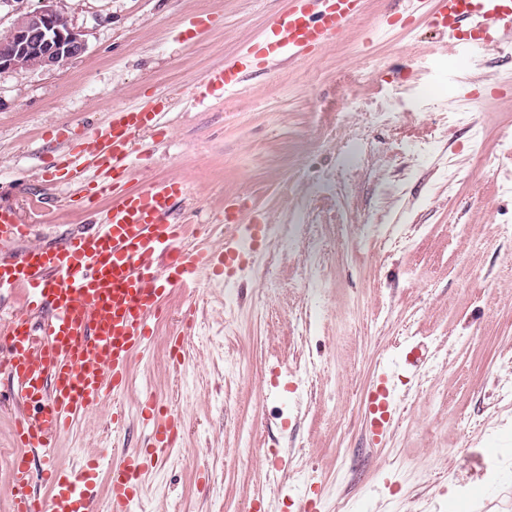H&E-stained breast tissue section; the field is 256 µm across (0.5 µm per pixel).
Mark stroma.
Instances as JSON below:
<instances>
[{"mask_svg":"<svg viewBox=\"0 0 512 512\" xmlns=\"http://www.w3.org/2000/svg\"><path fill=\"white\" fill-rule=\"evenodd\" d=\"M67 3L86 52L0 74V205L32 224L30 243L94 220L50 185L48 131L102 125L159 89L173 109L164 131H144L133 178L185 181L174 214L212 247L237 195L267 229L238 281L168 296L128 388L105 393L51 455L77 469L117 444L145 447L149 391L183 431L146 474L137 512H301L314 485L316 512H512V155L498 149L512 142V92L492 96L512 83V53L407 21L404 0H364L334 43L191 103L186 87L289 0ZM199 14L218 22L188 39ZM454 110L462 119L440 123ZM381 371L400 408L374 444L365 394ZM18 411L0 404V512Z\"/></svg>","mask_w":512,"mask_h":512,"instance_id":"35a3bbf8","label":"stroma"}]
</instances>
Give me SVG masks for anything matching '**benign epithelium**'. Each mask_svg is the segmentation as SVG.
<instances>
[{"label": "benign epithelium", "instance_id": "7a95c632", "mask_svg": "<svg viewBox=\"0 0 512 512\" xmlns=\"http://www.w3.org/2000/svg\"><path fill=\"white\" fill-rule=\"evenodd\" d=\"M34 11L19 13L0 29V73L63 67L87 50L84 30L70 23L63 0H39Z\"/></svg>", "mask_w": 512, "mask_h": 512}]
</instances>
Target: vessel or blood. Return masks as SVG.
Instances as JSON below:
<instances>
[{
  "label": "vessel or blood",
  "instance_id": "vessel-or-blood-1",
  "mask_svg": "<svg viewBox=\"0 0 512 512\" xmlns=\"http://www.w3.org/2000/svg\"><path fill=\"white\" fill-rule=\"evenodd\" d=\"M360 6L361 0H290L237 60L197 79L190 97L201 101L235 89L244 69L266 70L322 48L339 37ZM422 18L462 44L488 50L512 44V0H434ZM170 106L168 94L158 91L113 109L104 126L77 134L55 129L47 167L53 182L73 187L80 203L95 210L89 229L29 247L27 225L0 207V291L19 289L27 300L25 314L0 331V370L12 378L22 402L36 407L14 420L10 512H95L99 461L90 459L75 471L47 455V448L106 390L125 389L134 365L152 347V323L166 314L173 289L193 291L205 278L234 282L266 245L262 224L242 223L250 206L236 197L224 211L223 248H183L185 227L171 209L186 184L164 179L130 185L141 132L161 127ZM103 197L112 204L102 210ZM366 402L370 435L382 441L399 406L388 374L377 377ZM141 414L150 425V449L123 451L114 460L110 512H130L145 472L178 442V415L151 398ZM36 479L45 494L29 492Z\"/></svg>",
  "mask_w": 512,
  "mask_h": 512
}]
</instances>
